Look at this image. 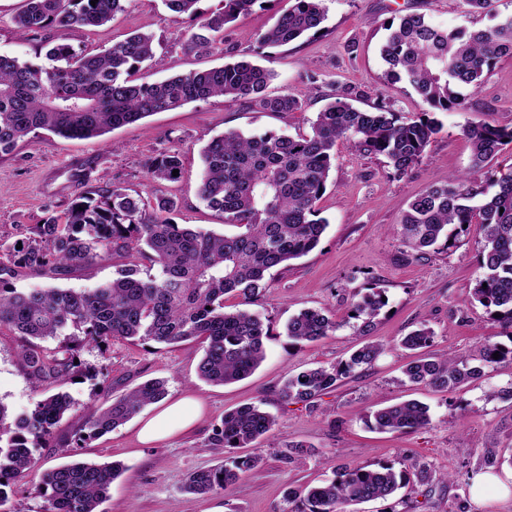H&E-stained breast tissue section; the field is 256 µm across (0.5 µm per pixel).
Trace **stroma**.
Returning a JSON list of instances; mask_svg holds the SVG:
<instances>
[{"label":"stroma","instance_id":"35a3bbf8","mask_svg":"<svg viewBox=\"0 0 512 512\" xmlns=\"http://www.w3.org/2000/svg\"><path fill=\"white\" fill-rule=\"evenodd\" d=\"M23 4L24 0H0V54L31 59L56 32L20 30L14 17ZM289 5L290 0H266L264 6L241 15L224 33L234 48L230 56L219 51L184 52L181 44L192 23L169 11L163 0H127L124 11L108 24L70 32L68 39L76 51L96 54L147 26L155 36V54L137 71V81L158 82L222 66L232 56L243 57L275 71L268 94L295 96L304 107L296 112H260L247 102L227 103L216 97L156 113L95 140L63 139L40 131L0 158V234L9 243L21 242L32 226L62 214L87 190L112 184L146 200L174 197L175 223L231 232L223 214L208 208L198 194L200 152L211 138L230 130L309 132L328 95L344 85L363 91L361 108L384 101L401 119L414 118L425 108L421 97L410 85H391L383 76L379 47L389 22L421 12L437 25L473 30L512 16V0H496L490 14L470 12L463 0H325L323 32L282 47L261 46L260 35ZM437 118L439 133L418 164L400 177L384 157L337 143L336 160L317 203L320 217L328 221L319 245L288 267L273 270L264 298L253 306L265 317L269 334L266 358L251 376L224 386L203 381L197 374L203 346L197 342L167 347L114 340L102 348L84 346L81 359L94 376L65 384L74 407L53 436L35 447L41 469L70 461L122 463L124 471L112 483L104 512H209L213 507L223 512H291L289 488L333 480L346 466L390 464L400 471L419 460L436 472L454 474L455 482L411 483L388 499L358 505L357 512H512V496L490 493L478 500L470 486L489 448L503 460L499 477L512 473V400L496 394L512 381V363L446 392L409 383L403 368L410 352L399 345L402 336L422 326L432 331L430 351L438 355H475L486 341H512L493 315L469 300L480 274L482 231L479 225H469L455 239L439 241L416 259L406 257L396 233L416 196L449 175L469 173L466 125L490 118L512 127V57L500 59L484 75L470 94L467 109L441 112ZM168 152L181 155L180 175L170 182L153 181L147 172L149 162ZM115 265L107 258L58 281L33 274L16 285L89 289L111 280ZM372 288L383 291L387 304L366 332L352 309ZM304 308L333 315L336 330L312 343L289 338L285 324ZM368 342L385 348L373 366L341 379L315 404L281 400L279 388L286 376L336 365ZM20 344L11 330H0V402L14 413L33 408L41 397L21 370ZM151 378L167 380L169 397L191 395L201 400L202 413L193 428L145 446L137 441V422L132 419L103 436L76 439L90 402L111 400ZM411 399L429 406L428 427L412 433H382L372 427L370 411ZM258 400L276 420L273 431L256 446L263 464L247 472L230 493L185 492L190 472L247 456L244 448L213 445L211 436L226 412ZM296 441L310 446V453L284 464L281 450Z\"/></svg>","mask_w":512,"mask_h":512}]
</instances>
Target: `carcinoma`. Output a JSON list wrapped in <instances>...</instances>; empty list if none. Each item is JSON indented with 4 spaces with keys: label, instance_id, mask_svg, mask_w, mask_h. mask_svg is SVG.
<instances>
[{
    "label": "carcinoma",
    "instance_id": "carcinoma-1",
    "mask_svg": "<svg viewBox=\"0 0 512 512\" xmlns=\"http://www.w3.org/2000/svg\"><path fill=\"white\" fill-rule=\"evenodd\" d=\"M124 2L98 0L92 6L90 0H25L15 16L17 27L31 32L53 28L59 35L46 46L41 64L0 55V157L39 130L66 139H97L157 112L212 97L243 99L261 112L301 109L294 96L269 95L273 70L250 61L148 84L137 82L134 73L154 56L152 34L134 32L93 55L78 53L67 42L73 29L107 24ZM257 2L224 0L222 10L202 16L199 0H165L171 12L200 20L183 49H219L229 55L233 49L224 46V29ZM325 20L323 0H293L259 41L267 47L285 46L319 33ZM380 56L387 66L385 78L408 83L422 98L426 110L419 116L402 121L383 103L356 107L352 100L357 92L344 88L317 112L307 134L226 131L204 147L199 197L224 213V223L238 228L234 234L176 224L167 218L177 209L176 200L157 197L150 202L114 185L79 197L63 215L35 225L22 248L0 242V328L21 336L22 371L43 393L32 410L16 416L0 402V512H11L6 505L16 481L39 470L31 446L48 440L71 410L68 394L55 388L86 374L83 364L74 363L85 345L112 339L165 346L198 341L204 344L197 366L201 379L227 385L252 375L264 360L268 327L259 314L228 310L225 301L233 297L244 306L254 303L268 288L265 277L271 269L286 267L318 246L328 221L318 217L316 203L326 189L336 143L345 140L358 151L383 156L395 174H406L440 131L434 113L463 107L465 91H475L496 61L512 57V17L491 28L465 31L441 27L423 13H408L387 26ZM464 134L475 173L512 145V128L492 121L470 125ZM175 169H181L177 153L162 154L148 166L158 182L174 180ZM496 186L489 196L471 176L451 175L446 184L428 188L409 204L397 233L412 254L421 255L449 237L448 227L481 225L483 273L470 299L512 329L511 169ZM109 257L124 262L112 281L98 288L14 286L32 272L63 278ZM382 297L375 289L364 295L353 307L354 316L371 322L385 306ZM71 327L81 333L80 339L53 350L41 345ZM335 329L336 320L316 309L301 310L286 326L288 336L299 342L318 341ZM432 339L431 330L419 328L403 337L401 345L423 349ZM383 352V345L367 343L345 362L291 375L280 387L281 398L288 404H310L355 368L373 365ZM478 361L418 357L404 374L415 384L454 389L487 368L512 363V348L488 340ZM166 395L165 381L146 380L107 405L88 407L77 434L90 438L108 433ZM370 417L382 432H412L431 422L429 408L415 400L379 408ZM274 426V417L261 405L248 404L224 414L212 440L224 448H249ZM262 462L256 453L215 469L195 470L184 489L194 494L228 491ZM123 471L118 462L67 463L43 472L35 494L43 499L42 512H101L99 506ZM406 480L407 472L388 464L345 467L327 483L288 491V501H300L305 506L301 512H344L347 506L391 496Z\"/></svg>",
    "mask_w": 512,
    "mask_h": 512
}]
</instances>
